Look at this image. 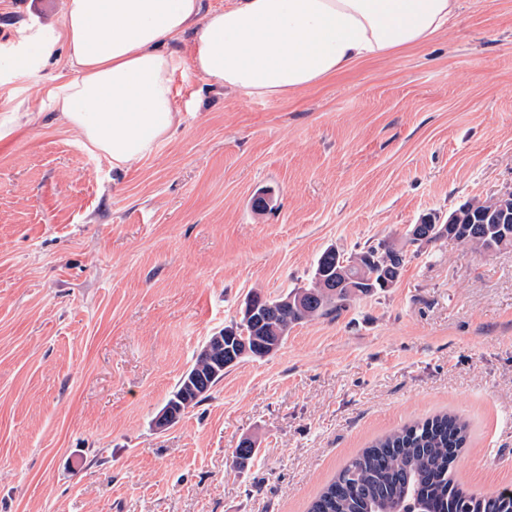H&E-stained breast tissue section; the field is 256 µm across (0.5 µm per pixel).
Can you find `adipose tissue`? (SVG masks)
<instances>
[{
    "label": "adipose tissue",
    "mask_w": 512,
    "mask_h": 512,
    "mask_svg": "<svg viewBox=\"0 0 512 512\" xmlns=\"http://www.w3.org/2000/svg\"><path fill=\"white\" fill-rule=\"evenodd\" d=\"M457 8L458 0H227L209 10L201 0H62L56 33L28 28L19 41L30 71L64 51L73 76L51 93L55 119L119 171L177 128L181 61L211 89L279 98L429 43Z\"/></svg>",
    "instance_id": "adipose-tissue-1"
}]
</instances>
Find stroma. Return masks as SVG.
<instances>
[{
  "label": "stroma",
  "instance_id": "35a3bbf8",
  "mask_svg": "<svg viewBox=\"0 0 512 512\" xmlns=\"http://www.w3.org/2000/svg\"><path fill=\"white\" fill-rule=\"evenodd\" d=\"M60 4L0 0V512H307L374 439L448 410L473 428L460 481L512 490V248L409 253L393 288L153 426L251 294L512 191V0H459L429 44L285 98L181 65L178 128L122 172L52 118L64 56L14 66L16 31ZM34 94L40 117L15 120Z\"/></svg>",
  "mask_w": 512,
  "mask_h": 512
}]
</instances>
